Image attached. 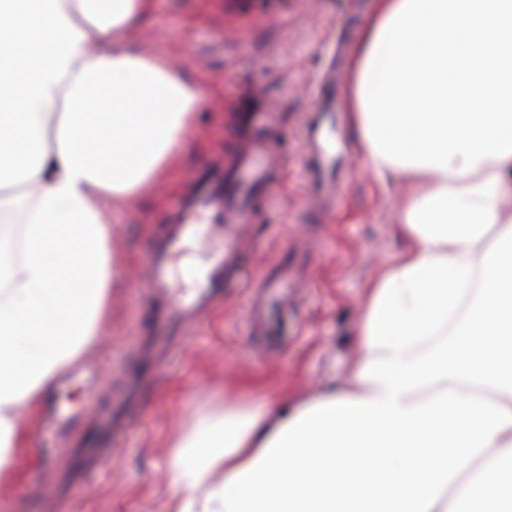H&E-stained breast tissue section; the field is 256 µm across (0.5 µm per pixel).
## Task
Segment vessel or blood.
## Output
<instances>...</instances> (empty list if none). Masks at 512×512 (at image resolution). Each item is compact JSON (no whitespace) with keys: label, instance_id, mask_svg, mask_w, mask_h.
Instances as JSON below:
<instances>
[{"label":"vessel or blood","instance_id":"obj_1","mask_svg":"<svg viewBox=\"0 0 512 512\" xmlns=\"http://www.w3.org/2000/svg\"><path fill=\"white\" fill-rule=\"evenodd\" d=\"M341 102L332 88H323L317 112L304 130L303 148L310 157L312 188L316 194H336L340 183L333 172L338 161L349 158L351 147L337 123ZM275 112L248 117L249 134L225 167L198 171L188 192L173 212L165 235L144 255L149 276L145 295L154 302L153 344L167 349L188 327L223 303L243 275L241 251L253 223L257 200L276 186V152L270 132ZM195 247L204 265L192 291L178 280L174 261ZM103 455L97 448H76L70 466L98 469Z\"/></svg>","mask_w":512,"mask_h":512}]
</instances>
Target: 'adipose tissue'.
Segmentation results:
<instances>
[{"label":"adipose tissue","instance_id":"obj_1","mask_svg":"<svg viewBox=\"0 0 512 512\" xmlns=\"http://www.w3.org/2000/svg\"><path fill=\"white\" fill-rule=\"evenodd\" d=\"M150 2L0 0V207L24 249L0 275L1 477L21 409L99 338L105 200L170 178L208 94L130 49ZM347 97L364 167L411 183V246L369 290L350 380L200 421L165 512H512V0H373Z\"/></svg>","mask_w":512,"mask_h":512}]
</instances>
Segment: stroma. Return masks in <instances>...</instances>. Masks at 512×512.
<instances>
[{"mask_svg": "<svg viewBox=\"0 0 512 512\" xmlns=\"http://www.w3.org/2000/svg\"><path fill=\"white\" fill-rule=\"evenodd\" d=\"M372 0H152L126 34L141 55L186 75L205 71L208 101L197 114L172 181L133 201H111L112 307L102 338L59 377L27 420L32 445L15 478L0 482V512H40L66 465L68 448L88 437L98 416L123 407L102 470L74 485L51 512H160L174 493L166 466L171 444L202 418L220 413L247 383L269 397L323 393L342 384L356 358L367 289L408 242L393 224L400 188H381L353 155L332 206L311 198L304 124L323 75L345 90L352 48ZM280 112L273 137L279 187L260 200L244 243L245 285L192 326L184 343L154 358V375L126 404L153 332L142 283L143 256L198 170L227 160L243 136L239 115L250 102ZM300 264L283 296L281 319L253 324L261 276L281 262Z\"/></svg>", "mask_w": 512, "mask_h": 512, "instance_id": "1", "label": "stroma"}]
</instances>
